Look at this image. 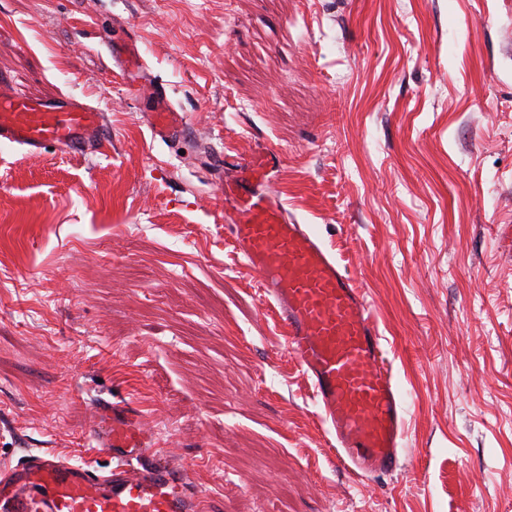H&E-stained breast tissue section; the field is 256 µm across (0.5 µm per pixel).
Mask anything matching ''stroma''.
Returning a JSON list of instances; mask_svg holds the SVG:
<instances>
[{
    "instance_id": "1",
    "label": "stroma",
    "mask_w": 512,
    "mask_h": 512,
    "mask_svg": "<svg viewBox=\"0 0 512 512\" xmlns=\"http://www.w3.org/2000/svg\"><path fill=\"white\" fill-rule=\"evenodd\" d=\"M138 39L191 133L155 137ZM0 88L107 112L99 152L0 145V468L101 467L135 402L205 512H512V0H0ZM358 280L406 463L357 479L227 243L224 155Z\"/></svg>"
}]
</instances>
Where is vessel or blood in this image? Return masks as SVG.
I'll return each mask as SVG.
<instances>
[{"label": "vessel or blood", "mask_w": 512, "mask_h": 512, "mask_svg": "<svg viewBox=\"0 0 512 512\" xmlns=\"http://www.w3.org/2000/svg\"><path fill=\"white\" fill-rule=\"evenodd\" d=\"M114 53L130 84L145 78L136 39ZM151 128L161 140L181 138L186 120L164 88L150 84ZM104 112L70 96L54 102L0 91V144L39 154L47 147L90 153L100 146ZM281 165L265 150L237 161L220 179L232 211L231 241L259 276V292L284 331V350L300 368L321 410L336 453L355 475L401 466L405 402L377 323L355 278L308 225L291 219L271 181ZM94 439L112 462L98 470L54 452L28 455L0 472V512H201L187 468L164 460L154 435L129 401L93 398Z\"/></svg>", "instance_id": "1"}]
</instances>
